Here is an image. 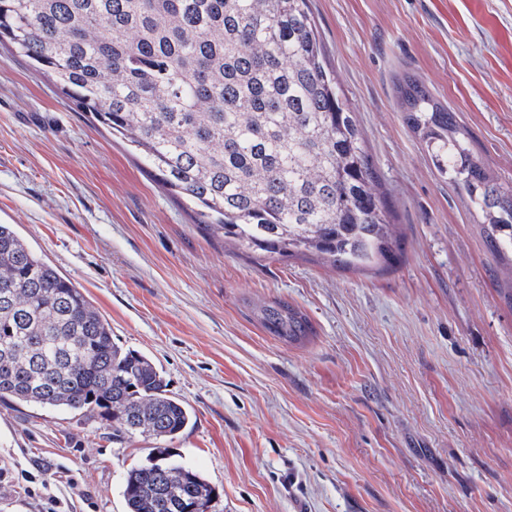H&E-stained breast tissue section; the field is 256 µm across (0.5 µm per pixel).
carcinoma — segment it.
Returning a JSON list of instances; mask_svg holds the SVG:
<instances>
[{"label": "carcinoma", "mask_w": 512, "mask_h": 512, "mask_svg": "<svg viewBox=\"0 0 512 512\" xmlns=\"http://www.w3.org/2000/svg\"><path fill=\"white\" fill-rule=\"evenodd\" d=\"M123 136L197 224L255 260L315 255L364 270L401 260L400 233L355 112L324 57L308 0H0V45ZM405 124L469 203L489 251L512 255V183L460 117L415 80ZM271 335L309 319L274 302ZM0 399L99 416L115 439L161 444L191 422L145 355L112 341L81 289L0 224ZM127 512H209L215 491L156 449L123 484Z\"/></svg>", "instance_id": "1"}]
</instances>
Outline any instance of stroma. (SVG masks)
I'll return each instance as SVG.
<instances>
[{
    "mask_svg": "<svg viewBox=\"0 0 512 512\" xmlns=\"http://www.w3.org/2000/svg\"><path fill=\"white\" fill-rule=\"evenodd\" d=\"M403 258L252 260L198 227L140 155L0 49V224L69 277L195 413L168 446L209 512H512V295L466 201L403 122L399 80L458 112L512 182V0H309ZM311 320L270 336L257 305ZM154 441L0 400V512H126ZM260 322L268 333L288 343H302L314 331L309 319L285 302L263 306Z\"/></svg>",
    "mask_w": 512,
    "mask_h": 512,
    "instance_id": "stroma-1",
    "label": "stroma"
}]
</instances>
